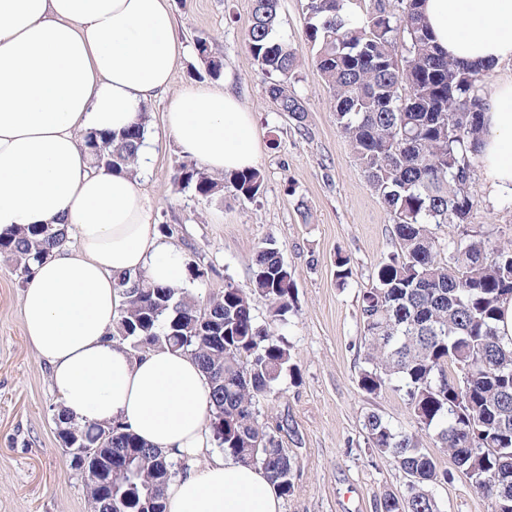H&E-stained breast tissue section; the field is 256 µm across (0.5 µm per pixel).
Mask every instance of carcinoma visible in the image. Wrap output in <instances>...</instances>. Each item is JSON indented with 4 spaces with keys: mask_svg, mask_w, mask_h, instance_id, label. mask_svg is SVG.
I'll use <instances>...</instances> for the list:
<instances>
[{
    "mask_svg": "<svg viewBox=\"0 0 512 512\" xmlns=\"http://www.w3.org/2000/svg\"><path fill=\"white\" fill-rule=\"evenodd\" d=\"M347 0H306L305 44L332 92L336 125L362 173L392 220L396 250L380 263L362 293L359 350L365 367L359 388L378 395L400 392L414 430L392 427L380 415L364 419L369 448L409 478L406 493H388L376 512H438L430 493L451 472L437 466L418 435L445 448L456 469L487 500L490 512H512V338L500 335L501 305L512 300V241L496 245L468 227L477 198L478 144L485 133L483 85L487 73L448 59L434 42L421 0H370L366 13ZM279 0H252L249 50L269 78L268 94L297 125L307 108L288 91L299 48L275 35ZM196 51L219 78L222 60L204 38ZM147 132L140 123L115 137L89 133L85 143L98 163L134 171ZM173 181L206 199L229 192L253 200L263 177L256 170L214 178L196 161L181 163ZM456 224L461 238L440 243L432 226ZM55 224L0 236V256L28 282L33 266L62 246ZM336 282L352 275L351 260L336 256ZM253 292L268 305L260 324L250 297L230 281L224 293L200 304L181 288L145 276L118 278L123 295L112 338L134 355L157 346L196 359L210 383L209 416L220 446L238 462L263 470L282 496L294 490L295 459L274 431L259 422L260 401L293 371L288 344L271 331L293 304L294 282L276 241L256 253ZM58 429L78 439L70 465L97 469L88 478L92 512H166V489L178 462L119 424H81L57 413Z\"/></svg>",
    "mask_w": 512,
    "mask_h": 512,
    "instance_id": "carcinoma-1",
    "label": "carcinoma"
}]
</instances>
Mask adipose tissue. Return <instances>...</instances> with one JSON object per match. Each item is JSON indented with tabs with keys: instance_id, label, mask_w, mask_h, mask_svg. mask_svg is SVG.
I'll list each match as a JSON object with an SVG mask.
<instances>
[{
	"instance_id": "ef3b65f1",
	"label": "adipose tissue",
	"mask_w": 512,
	"mask_h": 512,
	"mask_svg": "<svg viewBox=\"0 0 512 512\" xmlns=\"http://www.w3.org/2000/svg\"><path fill=\"white\" fill-rule=\"evenodd\" d=\"M451 60L512 62V0H425ZM185 53L169 0H0V235L62 224L77 243L36 265L21 319L67 415L119 423L184 461L167 512H282L257 467L214 453L209 384L194 358L165 347L132 355L112 340L119 276L180 288L185 269L154 223L140 174L92 165L91 132H121L168 94L164 122L182 155L216 173L253 168V115L232 93L170 94ZM480 148L490 196L512 199V75L487 97Z\"/></svg>"
}]
</instances>
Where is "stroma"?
I'll list each match as a JSON object with an SVG mask.
<instances>
[{"mask_svg":"<svg viewBox=\"0 0 512 512\" xmlns=\"http://www.w3.org/2000/svg\"><path fill=\"white\" fill-rule=\"evenodd\" d=\"M170 3L186 48L172 92L213 83L239 98L261 139L263 188L250 201L228 194L217 202L175 185L172 176L184 157L156 99L145 107L149 158L140 170L155 221L171 228L164 242L202 271L185 285L201 301L220 294L228 278L250 290L257 250L266 239L276 240L295 284V308L274 333L288 341L296 373L283 376L275 396L262 401L259 419L290 426L279 434L297 462L283 512H375L384 493L404 491L406 476L368 449L364 418L375 412L393 427L409 425L398 392L371 396L357 385L359 295L395 248L387 210L337 128L329 90L310 56L302 57L288 83L306 104V130L271 102L268 79L247 44L252 0ZM199 37L223 62L219 79L205 72L194 47ZM475 190L473 226L493 241H512V200L490 197L481 181ZM340 253L350 257L353 271L342 288L334 276ZM22 291L11 262L0 257V512H90L85 476L71 468L59 443L60 403L49 369L24 335ZM431 492L440 512H489L461 473Z\"/></svg>","mask_w":512,"mask_h":512,"instance_id":"35a3bbf8","label":"stroma"}]
</instances>
